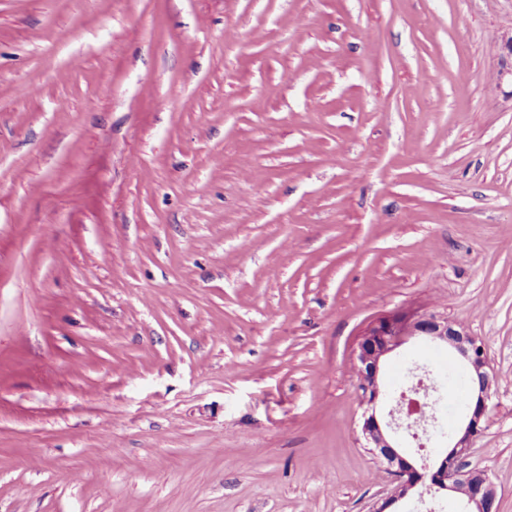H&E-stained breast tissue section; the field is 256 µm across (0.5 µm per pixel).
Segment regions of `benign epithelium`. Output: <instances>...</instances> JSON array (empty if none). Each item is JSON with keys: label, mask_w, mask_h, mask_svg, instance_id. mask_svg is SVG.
<instances>
[{"label": "benign epithelium", "mask_w": 512, "mask_h": 512, "mask_svg": "<svg viewBox=\"0 0 512 512\" xmlns=\"http://www.w3.org/2000/svg\"><path fill=\"white\" fill-rule=\"evenodd\" d=\"M412 338L451 350L469 378L478 382V389L467 399L461 421L450 433H440L446 441V452L431 468L417 466L398 442L406 394H401L396 407L388 412L389 419H382L377 412L387 396L380 384L383 364ZM354 356L355 365L362 370L356 380L360 402L365 405L361 434L365 447L385 465L393 485L390 496L374 512H386L426 482L434 492L447 491L462 498L464 512H498L496 489L488 473L470 467L469 462L474 440L484 430L489 393L496 382L485 342L436 312L397 310L371 321L361 331Z\"/></svg>", "instance_id": "obj_1"}]
</instances>
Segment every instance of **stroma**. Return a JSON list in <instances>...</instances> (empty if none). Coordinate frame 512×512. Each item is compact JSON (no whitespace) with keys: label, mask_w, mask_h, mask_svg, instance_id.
Here are the masks:
<instances>
[{"label":"stroma","mask_w":512,"mask_h":512,"mask_svg":"<svg viewBox=\"0 0 512 512\" xmlns=\"http://www.w3.org/2000/svg\"><path fill=\"white\" fill-rule=\"evenodd\" d=\"M405 308L512 512V0H0V512H374ZM355 349V365L362 374L356 389L362 405L360 428L373 455L385 465L393 485L390 496L374 512L386 511L429 480L430 491H447L462 498L466 510L460 512H497L496 489L487 472L470 467L474 440L483 432L488 398L496 375L491 371L485 342L448 317L436 312L397 310L371 321L360 333ZM433 343L454 352L469 378L477 380L465 404L461 421L450 433L438 432L446 441V452L437 464L418 468L413 457L400 446L396 435L403 427L402 392L394 409L383 420L377 412L387 392L380 384L385 360L409 339Z\"/></svg>","instance_id":"35a3bbf8"}]
</instances>
